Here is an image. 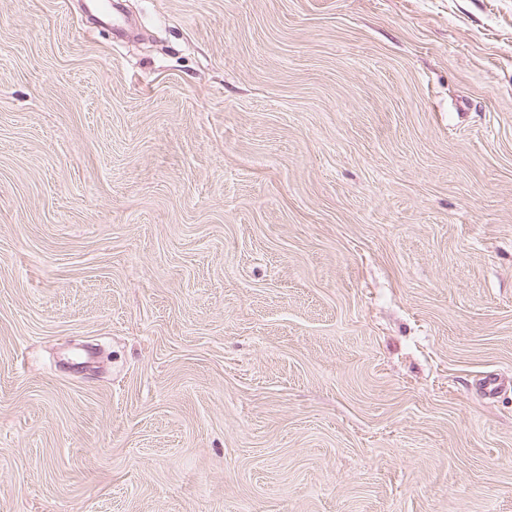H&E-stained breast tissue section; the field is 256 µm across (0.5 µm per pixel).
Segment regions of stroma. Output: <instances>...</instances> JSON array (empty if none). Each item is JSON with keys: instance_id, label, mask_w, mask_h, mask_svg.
<instances>
[{"instance_id": "obj_1", "label": "stroma", "mask_w": 512, "mask_h": 512, "mask_svg": "<svg viewBox=\"0 0 512 512\" xmlns=\"http://www.w3.org/2000/svg\"><path fill=\"white\" fill-rule=\"evenodd\" d=\"M0 0V512H512V0Z\"/></svg>"}]
</instances>
